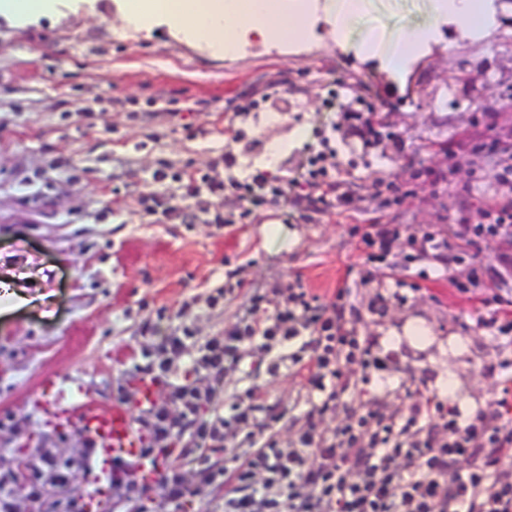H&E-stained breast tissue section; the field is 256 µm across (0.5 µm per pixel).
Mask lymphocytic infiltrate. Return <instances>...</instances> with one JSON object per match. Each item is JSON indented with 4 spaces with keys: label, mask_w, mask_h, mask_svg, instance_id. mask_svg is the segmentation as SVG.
Here are the masks:
<instances>
[{
    "label": "lymphocytic infiltrate",
    "mask_w": 512,
    "mask_h": 512,
    "mask_svg": "<svg viewBox=\"0 0 512 512\" xmlns=\"http://www.w3.org/2000/svg\"><path fill=\"white\" fill-rule=\"evenodd\" d=\"M335 155L330 139L321 138L305 156L298 189L290 195L285 179L261 171L219 184L201 170L186 169L179 179L193 197L204 183L242 203L261 206L284 197L292 209L326 214L353 201L350 185L336 179ZM351 234L370 262L384 261L402 241L416 259L438 268L449 267L460 243L489 248L490 257L471 254L469 283L458 291L491 290V297L479 301L477 324L512 345V197L495 196L418 238H404L397 224H367ZM350 295L341 287L326 301L301 288L283 307L274 291L253 292L246 315L223 337L201 344L191 380L170 381L171 361L184 342L177 336L162 340L150 375L170 387L181 411L173 415L150 404L138 423L144 432L141 455L163 462L158 485L176 512L209 488L223 489L224 512H512V388L503 387L471 419L424 381L405 386L397 406L366 396V385L385 378L393 363L375 337L359 334L357 326L364 311L384 312L391 298L376 294L364 308ZM247 344L265 353L291 345L288 360L305 381L307 408L288 446L267 437L260 448L231 454L219 465L210 455L223 447L225 430L250 440L285 416L279 405L261 406V394L250 388L227 412L203 417L216 397L214 380L240 365ZM185 439L199 466L194 486L170 462ZM73 472L72 462L40 453L25 482L0 476V512H27L41 502L48 481L62 491L52 512H86L84 493L72 486Z\"/></svg>",
    "instance_id": "lymphocytic-infiltrate-1"
}]
</instances>
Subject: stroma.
<instances>
[{"mask_svg": "<svg viewBox=\"0 0 512 512\" xmlns=\"http://www.w3.org/2000/svg\"><path fill=\"white\" fill-rule=\"evenodd\" d=\"M115 0H78L74 10L17 28L0 18V282L17 298L0 304V475L44 449L82 460L87 440L31 403L43 380L81 386L102 406L138 412L137 379L157 357L161 337L190 330L171 364L180 377L198 348L235 323L248 294L296 285L329 296L350 285L368 303L378 292L353 226L380 220L410 231L452 223L460 204L493 196L487 161L451 156L474 130L512 143V0H493V22L480 37L441 25L428 49L396 80L352 50L363 30L387 37L424 24L428 0H368L350 49L331 43L324 20L313 36L288 43H245L233 56L189 44L166 24H116ZM338 98L325 105L326 86ZM272 86L268 101L251 93ZM371 97L375 137L342 129L343 113ZM182 110L195 136L172 130L163 112ZM303 142L292 143L296 128ZM336 144V177L352 183L347 209L304 221L284 205L254 208L242 224H211L212 212L239 205L201 188L185 196L174 173L186 164L216 181L258 171L296 178L305 148L320 136ZM287 149L266 164L271 142ZM235 167L218 165L225 147ZM166 171L157 180V171ZM129 184L120 197L112 181ZM204 202L195 224H152L141 198ZM243 286L223 307L209 305L229 272ZM432 270L425 291L385 315H365L360 331L397 355V368L372 393L427 379L449 394L463 417L512 377V349L476 325V304ZM256 386L267 402L302 412L304 390L288 367L268 371L252 348L240 369L216 386V408Z\"/></svg>", "mask_w": 512, "mask_h": 512, "instance_id": "obj_1", "label": "stroma"}]
</instances>
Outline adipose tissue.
<instances>
[{"mask_svg":"<svg viewBox=\"0 0 512 512\" xmlns=\"http://www.w3.org/2000/svg\"><path fill=\"white\" fill-rule=\"evenodd\" d=\"M364 5L365 0H327V34L337 46L346 45ZM116 20L123 27H146L165 20L186 36L206 41L213 52L231 56L249 31L274 42L305 37L309 15L300 0H122ZM427 35V28H414L389 41L371 28L359 49L365 57L378 59L390 76L398 77Z\"/></svg>","mask_w":512,"mask_h":512,"instance_id":"obj_1","label":"adipose tissue"}]
</instances>
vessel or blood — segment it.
Listing matches in <instances>:
<instances>
[{"label": "vessel or blood", "mask_w": 512, "mask_h": 512, "mask_svg": "<svg viewBox=\"0 0 512 512\" xmlns=\"http://www.w3.org/2000/svg\"><path fill=\"white\" fill-rule=\"evenodd\" d=\"M65 391L56 381H45L34 397V407L75 425L98 449L99 463L91 471L92 501H99L108 482V466L112 460H123L134 479L151 483L157 473L140 458L142 433L127 408H103L91 401L65 405Z\"/></svg>", "instance_id": "obj_1"}]
</instances>
